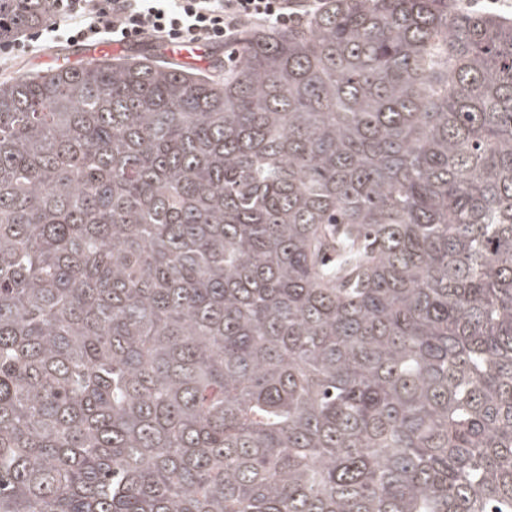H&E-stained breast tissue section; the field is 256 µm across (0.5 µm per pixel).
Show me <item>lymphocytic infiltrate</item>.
I'll return each instance as SVG.
<instances>
[{"label": "lymphocytic infiltrate", "mask_w": 512, "mask_h": 512, "mask_svg": "<svg viewBox=\"0 0 512 512\" xmlns=\"http://www.w3.org/2000/svg\"><path fill=\"white\" fill-rule=\"evenodd\" d=\"M320 0H51L49 38L69 43H235L247 25H287L313 13Z\"/></svg>", "instance_id": "obj_1"}]
</instances>
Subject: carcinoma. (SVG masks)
<instances>
[{
  "instance_id": "cac0c4a2",
  "label": "carcinoma",
  "mask_w": 512,
  "mask_h": 512,
  "mask_svg": "<svg viewBox=\"0 0 512 512\" xmlns=\"http://www.w3.org/2000/svg\"><path fill=\"white\" fill-rule=\"evenodd\" d=\"M233 54L0 80V512H512V18Z\"/></svg>"
}]
</instances>
